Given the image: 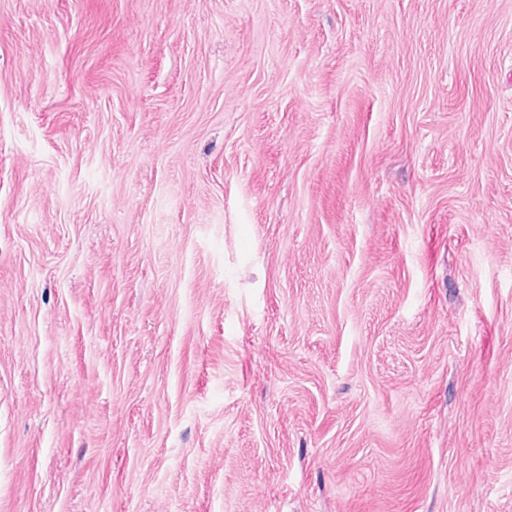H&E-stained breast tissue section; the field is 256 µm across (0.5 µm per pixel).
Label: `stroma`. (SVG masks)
<instances>
[{
    "instance_id": "35a3bbf8",
    "label": "stroma",
    "mask_w": 512,
    "mask_h": 512,
    "mask_svg": "<svg viewBox=\"0 0 512 512\" xmlns=\"http://www.w3.org/2000/svg\"><path fill=\"white\" fill-rule=\"evenodd\" d=\"M0 512H512V0H0Z\"/></svg>"
}]
</instances>
